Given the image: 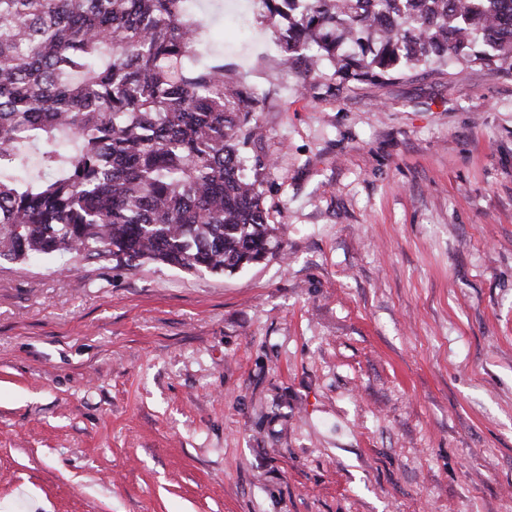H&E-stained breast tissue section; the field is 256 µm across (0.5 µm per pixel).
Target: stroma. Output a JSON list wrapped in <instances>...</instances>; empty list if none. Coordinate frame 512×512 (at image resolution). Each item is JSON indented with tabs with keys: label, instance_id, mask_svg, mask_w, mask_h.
<instances>
[{
	"label": "stroma",
	"instance_id": "35a3bbf8",
	"mask_svg": "<svg viewBox=\"0 0 512 512\" xmlns=\"http://www.w3.org/2000/svg\"><path fill=\"white\" fill-rule=\"evenodd\" d=\"M198 11L280 244L1 263L0 512H512V71L309 86L251 0Z\"/></svg>",
	"mask_w": 512,
	"mask_h": 512
}]
</instances>
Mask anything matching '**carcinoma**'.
<instances>
[{
    "mask_svg": "<svg viewBox=\"0 0 512 512\" xmlns=\"http://www.w3.org/2000/svg\"><path fill=\"white\" fill-rule=\"evenodd\" d=\"M188 0H0V167L42 144L41 174L0 178V262L117 257L224 272L259 261L274 228L247 170L259 99L222 65H187L202 24ZM288 21L282 63L357 81L419 62L512 68L500 0H260ZM60 139L75 149L60 153Z\"/></svg>",
    "mask_w": 512,
    "mask_h": 512,
    "instance_id": "carcinoma-1",
    "label": "carcinoma"
}]
</instances>
